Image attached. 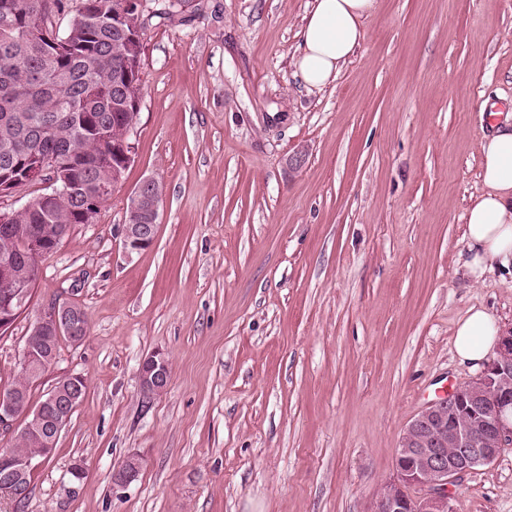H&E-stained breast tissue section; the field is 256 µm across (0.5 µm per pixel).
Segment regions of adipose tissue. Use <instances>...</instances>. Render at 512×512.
Listing matches in <instances>:
<instances>
[{
    "mask_svg": "<svg viewBox=\"0 0 512 512\" xmlns=\"http://www.w3.org/2000/svg\"><path fill=\"white\" fill-rule=\"evenodd\" d=\"M377 8L378 0H313L294 62L305 87L321 90L336 80ZM481 178L486 190L468 208L464 233L466 265L473 274L484 272L490 261L512 266V120L497 123L483 142ZM500 331L486 310L470 309L455 328L456 356L480 365L495 349Z\"/></svg>",
    "mask_w": 512,
    "mask_h": 512,
    "instance_id": "obj_1",
    "label": "adipose tissue"
}]
</instances>
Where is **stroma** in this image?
<instances>
[{"instance_id": "35a3bbf8", "label": "stroma", "mask_w": 512, "mask_h": 512, "mask_svg": "<svg viewBox=\"0 0 512 512\" xmlns=\"http://www.w3.org/2000/svg\"><path fill=\"white\" fill-rule=\"evenodd\" d=\"M312 2L191 0L186 21H147L133 160L0 335L1 390L44 307L89 321L36 389L79 374L86 395L0 512H366L405 426L479 374L457 322L477 307L512 325V271L463 265L489 109L512 114V0H379L320 92L294 68ZM148 176L156 238L128 253ZM154 352L171 377L147 400ZM450 492L457 512H512V447ZM162 193V184L157 179L148 177L130 196L123 224V247L127 252L147 248L154 242ZM147 211L155 215L154 224H139L138 222L143 221L141 216ZM140 387L147 398L162 393L169 382L170 371L167 357L160 352L147 356L140 368Z\"/></svg>"}]
</instances>
